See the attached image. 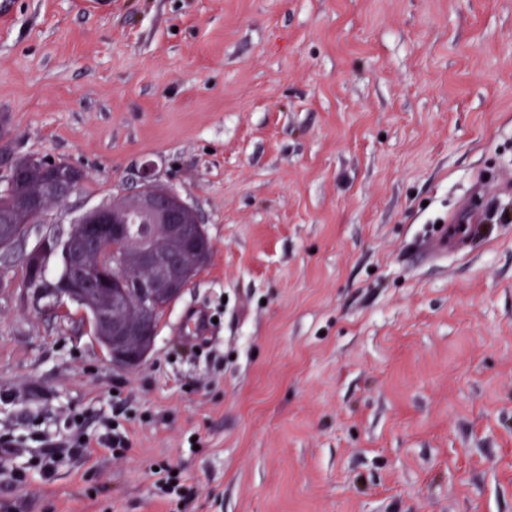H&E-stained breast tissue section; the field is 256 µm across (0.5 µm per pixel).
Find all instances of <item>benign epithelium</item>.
<instances>
[{"label":"benign epithelium","mask_w":512,"mask_h":512,"mask_svg":"<svg viewBox=\"0 0 512 512\" xmlns=\"http://www.w3.org/2000/svg\"><path fill=\"white\" fill-rule=\"evenodd\" d=\"M45 169L50 178L46 189L58 194L63 202L78 191L79 180L58 176L83 171L64 161L46 158ZM0 169L7 173L0 194L7 195L18 175V169L6 158L0 159ZM147 215L151 222L144 232H131L133 213ZM43 208L35 203L23 214L12 234L0 242V254L7 255L23 237L28 226L45 219ZM160 237L189 241L196 245L207 238L205 228L192 209L174 192L157 184L151 167L143 169L138 191L130 198L117 200L87 211L74 222L64 237L47 235L39 246L25 257L32 278L27 288L38 302L51 294L62 304L84 306L97 339L103 344L112 364L132 368L145 359L155 333L154 314L160 300L176 299L184 284L196 275L194 269H182L178 253L155 251L154 240ZM60 259L59 274L49 280L42 276L51 257ZM106 294L116 305L134 304L144 315L134 330L121 323H109L104 312L87 305L90 298Z\"/></svg>","instance_id":"benign-epithelium-1"}]
</instances>
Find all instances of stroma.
Returning a JSON list of instances; mask_svg holds the SVG:
<instances>
[{
	"instance_id": "1",
	"label": "stroma",
	"mask_w": 512,
	"mask_h": 512,
	"mask_svg": "<svg viewBox=\"0 0 512 512\" xmlns=\"http://www.w3.org/2000/svg\"><path fill=\"white\" fill-rule=\"evenodd\" d=\"M0 138L86 174L0 263L7 512H170L160 461L192 512H512V0H0ZM147 164L211 250L123 369L20 256ZM75 412L130 446L44 480ZM455 243L448 232V226L442 225L437 232L428 240L425 251L431 257L447 255L449 251L454 250ZM154 467H158V471H154ZM152 470L154 475L159 476L155 481L157 495L170 502L175 501L176 506L180 508L177 512H189L187 509L193 496L190 490L183 484L184 480L180 471L164 461L155 463ZM173 471H177V475H172Z\"/></svg>"
}]
</instances>
